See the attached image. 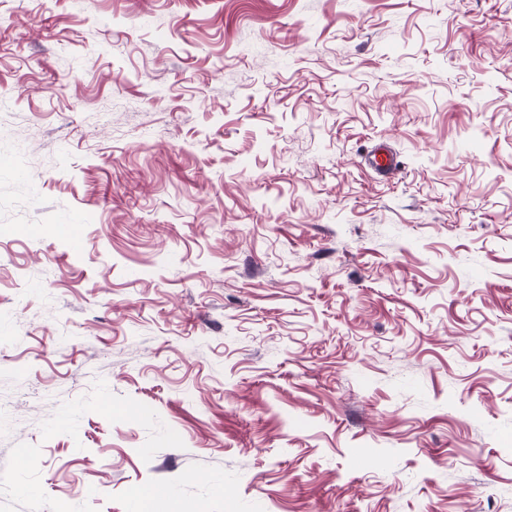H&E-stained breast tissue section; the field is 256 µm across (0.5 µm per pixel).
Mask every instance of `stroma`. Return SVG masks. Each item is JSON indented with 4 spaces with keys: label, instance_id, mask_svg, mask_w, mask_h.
<instances>
[{
    "label": "stroma",
    "instance_id": "obj_1",
    "mask_svg": "<svg viewBox=\"0 0 512 512\" xmlns=\"http://www.w3.org/2000/svg\"><path fill=\"white\" fill-rule=\"evenodd\" d=\"M0 415V512H512V0H0Z\"/></svg>",
    "mask_w": 512,
    "mask_h": 512
}]
</instances>
